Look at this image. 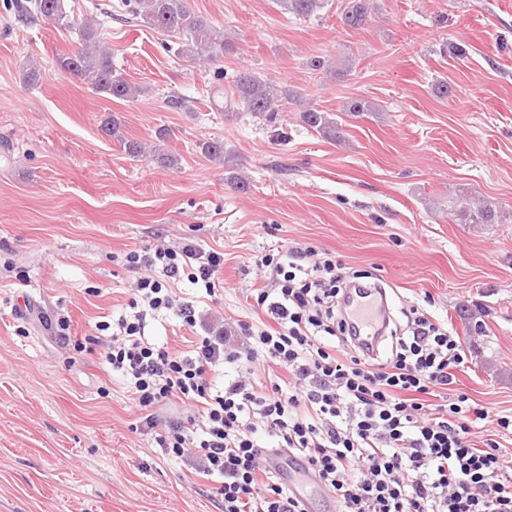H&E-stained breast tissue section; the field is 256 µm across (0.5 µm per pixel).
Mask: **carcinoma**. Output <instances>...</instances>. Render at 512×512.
<instances>
[{"instance_id":"carcinoma-1","label":"carcinoma","mask_w":512,"mask_h":512,"mask_svg":"<svg viewBox=\"0 0 512 512\" xmlns=\"http://www.w3.org/2000/svg\"><path fill=\"white\" fill-rule=\"evenodd\" d=\"M285 12L300 18L317 16L327 0H275ZM370 0H346L340 21L350 29L363 28L370 18ZM122 9L143 26L157 29L178 39L175 56L191 60L211 61L218 55L234 51L232 42L216 34L215 28L203 16L196 14L188 0H122ZM19 12L29 20H43L59 28L76 30L82 48L56 59L57 70L82 80L94 93L117 99H130L138 89L133 86L123 69L112 62V49L104 43L100 25L79 23L71 18L63 0H30V4H17ZM234 93L226 99L230 110L248 112L270 122L278 112L298 98L296 92L251 72L239 71L232 76ZM300 120L309 128L334 142H343V130L324 110L307 106L300 111ZM121 122L116 115L103 121L102 130L115 138L124 152L139 157L144 152L142 143L120 135ZM461 224H497L501 211L490 201L463 206L454 213Z\"/></svg>"}]
</instances>
